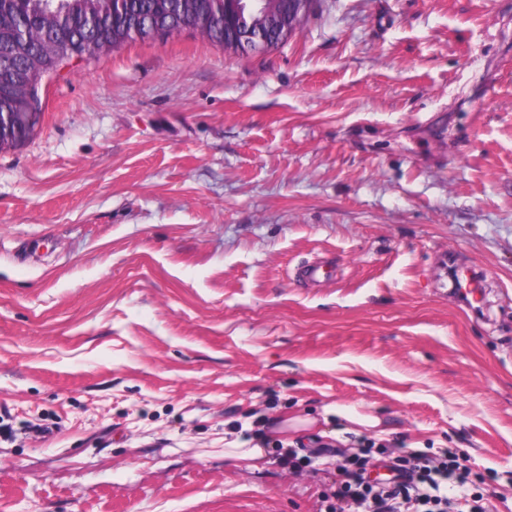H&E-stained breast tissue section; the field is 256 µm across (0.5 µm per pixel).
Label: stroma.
I'll use <instances>...</instances> for the list:
<instances>
[{"mask_svg":"<svg viewBox=\"0 0 512 512\" xmlns=\"http://www.w3.org/2000/svg\"><path fill=\"white\" fill-rule=\"evenodd\" d=\"M42 95L0 151V512H317L333 469L225 459L246 422L458 449L512 512V0H312Z\"/></svg>","mask_w":512,"mask_h":512,"instance_id":"35a3bbf8","label":"stroma"}]
</instances>
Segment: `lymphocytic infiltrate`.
I'll list each match as a JSON object with an SVG mask.
<instances>
[{
  "mask_svg": "<svg viewBox=\"0 0 512 512\" xmlns=\"http://www.w3.org/2000/svg\"><path fill=\"white\" fill-rule=\"evenodd\" d=\"M379 468L391 473L390 482L373 478ZM470 476L466 457L456 449L394 455L366 440L337 460L335 487L321 500L324 512H492L483 496L467 493Z\"/></svg>",
  "mask_w": 512,
  "mask_h": 512,
  "instance_id": "f902f5d3",
  "label": "lymphocytic infiltrate"
}]
</instances>
